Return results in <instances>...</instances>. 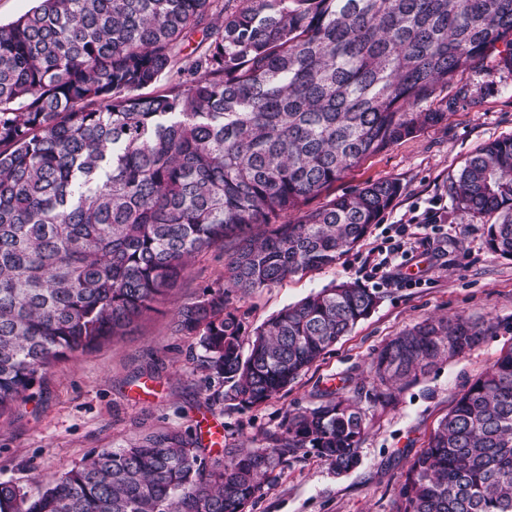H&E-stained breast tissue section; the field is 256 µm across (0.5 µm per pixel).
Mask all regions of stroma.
Here are the masks:
<instances>
[{
  "label": "stroma",
  "mask_w": 512,
  "mask_h": 512,
  "mask_svg": "<svg viewBox=\"0 0 512 512\" xmlns=\"http://www.w3.org/2000/svg\"><path fill=\"white\" fill-rule=\"evenodd\" d=\"M431 109L445 119L376 154L332 188L339 195L366 182L394 180L402 193L364 240L336 265L289 277L251 294H231L230 305L254 330L286 305L331 283L371 287L366 274L398 225L424 222L430 211L448 221L426 231L442 255L432 260L412 288H381L372 315L330 347L287 393L238 409L223 403L224 387L207 379L201 349L192 336L172 329L175 312L197 301L204 286L224 271L225 253L196 258L157 311L126 336L54 363L43 383L0 416V482L34 497L101 448H124L143 436L176 430L199 440L210 459L247 444L262 446L286 411L312 408L326 388L356 399L366 415L359 463L339 474L327 460L304 448L279 467L245 512H397L403 475L427 448L455 397L512 346V258L493 253L487 227L464 216L448 188L466 161L488 142L512 136V72L497 55L485 57L443 89ZM492 321L493 329L471 351L431 367L376 406L357 395L369 386L371 362L385 343L428 318Z\"/></svg>",
  "instance_id": "obj_1"
}]
</instances>
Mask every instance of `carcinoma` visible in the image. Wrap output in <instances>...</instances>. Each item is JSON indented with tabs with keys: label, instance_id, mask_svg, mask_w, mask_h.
I'll use <instances>...</instances> for the list:
<instances>
[{
	"label": "carcinoma",
	"instance_id": "carcinoma-1",
	"mask_svg": "<svg viewBox=\"0 0 512 512\" xmlns=\"http://www.w3.org/2000/svg\"><path fill=\"white\" fill-rule=\"evenodd\" d=\"M498 46L512 71V0H39L1 25L0 415L225 244L224 274L174 331L198 337L229 405L288 388L381 296L324 288L264 322L247 353L226 297L330 267L362 241L400 184L329 189L442 121L422 104ZM449 193L471 220L496 217L488 247L512 256V136L480 148ZM484 332L465 317L405 330L364 397L388 403ZM320 398L222 462L168 430L92 452L35 497L0 482V512H245L301 448L338 472L358 464L364 414L336 390ZM400 497L397 512H512V349L456 398Z\"/></svg>",
	"mask_w": 512,
	"mask_h": 512
}]
</instances>
